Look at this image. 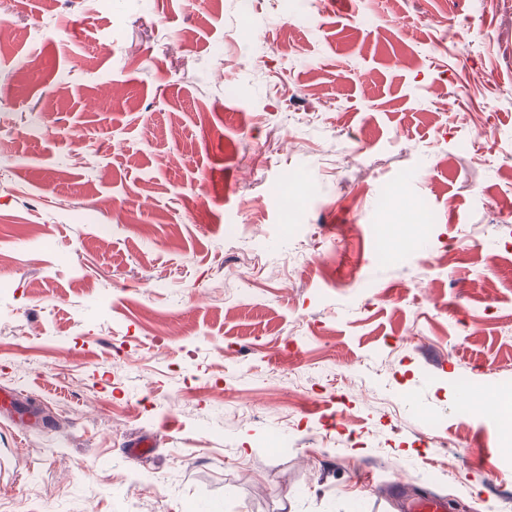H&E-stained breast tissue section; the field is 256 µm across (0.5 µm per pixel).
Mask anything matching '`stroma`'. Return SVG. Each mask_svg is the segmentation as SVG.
<instances>
[{
	"label": "stroma",
	"mask_w": 512,
	"mask_h": 512,
	"mask_svg": "<svg viewBox=\"0 0 512 512\" xmlns=\"http://www.w3.org/2000/svg\"><path fill=\"white\" fill-rule=\"evenodd\" d=\"M296 6L0 0V512H512V0Z\"/></svg>",
	"instance_id": "obj_1"
}]
</instances>
